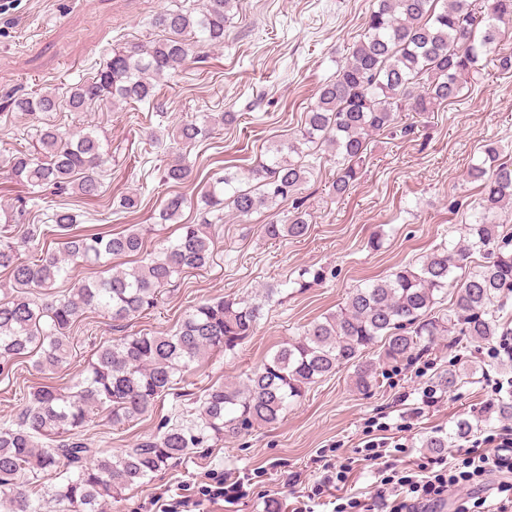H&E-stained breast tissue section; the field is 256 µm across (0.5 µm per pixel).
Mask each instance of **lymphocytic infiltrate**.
Returning a JSON list of instances; mask_svg holds the SVG:
<instances>
[{"label": "lymphocytic infiltrate", "mask_w": 512, "mask_h": 512, "mask_svg": "<svg viewBox=\"0 0 512 512\" xmlns=\"http://www.w3.org/2000/svg\"><path fill=\"white\" fill-rule=\"evenodd\" d=\"M499 474L493 501L458 496L461 488L483 484L490 474ZM251 475L206 474L197 493L167 489L143 503V512H209L210 506L244 499ZM512 512V432L484 438L482 446L470 449L463 468L448 467L413 473L390 469L378 484L373 512Z\"/></svg>", "instance_id": "f902f5d3"}]
</instances>
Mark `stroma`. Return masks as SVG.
Listing matches in <instances>:
<instances>
[{"mask_svg": "<svg viewBox=\"0 0 512 512\" xmlns=\"http://www.w3.org/2000/svg\"><path fill=\"white\" fill-rule=\"evenodd\" d=\"M187 0H0V105L12 96L53 91L65 97L69 87L103 66L114 46L148 43L161 33L151 24L162 10ZM374 0H238L220 48H201L170 81L159 86L158 106L128 103L91 105L72 112L67 106L36 120L9 112L0 115V204L23 208L24 221L43 224L53 210L74 206L76 197L52 186L30 194L12 180L8 158L31 148L38 123L60 130H95L109 160L101 174V195L89 204L93 232H117L129 224H153V243L175 237L172 224L153 218L167 194L160 177L173 141L167 135L196 112H234L236 124L217 127L211 137L187 147L194 174L183 192L189 204L182 220L192 223L194 205L214 173L229 167L240 177L264 156L270 144L294 137L316 100L321 84L333 79L359 40ZM161 131L149 142V130ZM512 159V71L482 64L470 75L461 98L438 110L401 113L391 132L368 146L364 173L342 198L330 184L334 156L319 149L310 157L302 191L312 214L305 237L272 241L261 230L267 214L249 219L225 212L212 225L213 262L190 269L165 287L154 309L128 320L123 328L97 311L86 312L71 328L68 362L39 373L30 361L15 362L9 378H0V422L15 418L30 386H68L99 345L120 336L175 329L195 305L234 294L245 298L274 289L255 334L236 354L210 355L179 379V392L200 398L211 385L236 383L306 326L341 307L350 291L389 275L399 266L418 264L437 246L459 241L474 220L480 197L467 178L486 144ZM135 192L139 211H117L122 195ZM380 247H371L373 238ZM319 270L320 281L298 287L304 270ZM489 343L452 332L438 337L411 359L380 361L381 345L366 350L376 365V382L357 392L351 367L310 385L305 395L273 425H257L198 449L109 505L108 512H138L140 504L166 489L197 486L205 472L255 473L247 498L214 512H266L269 501L287 507L299 484L322 476L319 458L335 454L350 463L344 491L368 501L376 490L378 467L363 460L360 449L372 422L385 423L386 458L397 468L415 469L435 460L462 463L468 448L488 434L512 428V420L491 410L490 382L504 377ZM475 367L469 383L442 393L420 416L411 408L423 387L436 385L449 366ZM185 406L166 396L153 411L125 426H112L97 411L83 434L94 446L120 452L142 437L158 433L163 421L181 422ZM474 421L461 441L451 439L457 420ZM431 435L448 437L447 448L432 454L422 446Z\"/></svg>", "mask_w": 512, "mask_h": 512, "instance_id": "1", "label": "stroma"}]
</instances>
